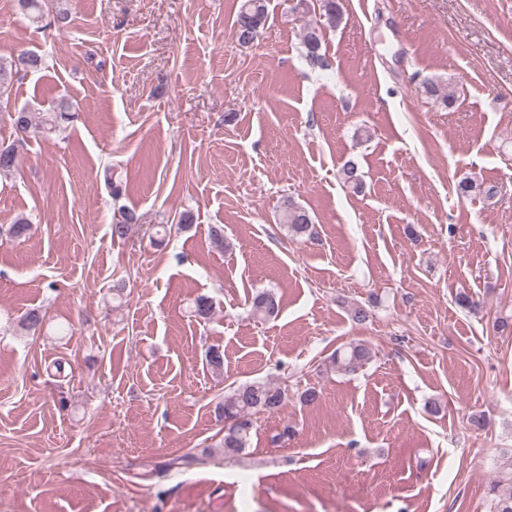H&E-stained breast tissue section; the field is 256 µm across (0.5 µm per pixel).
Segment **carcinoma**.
<instances>
[{
    "mask_svg": "<svg viewBox=\"0 0 512 512\" xmlns=\"http://www.w3.org/2000/svg\"><path fill=\"white\" fill-rule=\"evenodd\" d=\"M341 19L337 0H317L314 18L304 30L302 37L303 55L313 67L327 66L322 53L324 24L334 25ZM267 11L265 0H242L234 19V28L238 42L249 44L256 38L260 28L265 26ZM42 58L34 52H25L9 60L0 57V112L7 111L10 123L20 138L5 144L0 143V173H8L16 166L19 148L25 138L47 135L59 127V123L69 119L68 106L61 103L56 109L42 113L38 118L25 108H13L9 103L8 89L14 75L20 71L38 70ZM343 183L353 193L364 192L365 182L357 165L352 161L344 163L341 169ZM458 191L463 196L473 193L492 195L495 189L483 187L475 180L466 177L458 183ZM284 223L295 236H310L314 233L311 215L294 200L285 198L281 202ZM120 219L112 224V238L127 240L131 223L136 220L133 212L119 210ZM30 222L19 217L6 229L7 237L19 241L27 236ZM213 298L200 295L194 300V313L207 320L213 314ZM279 301L274 293L260 291L251 301V314L266 320L277 314ZM44 315L39 309H30L20 319V325L28 333H36L42 326ZM373 357V351L361 342H352L336 351L331 357V365L344 374H354L362 369ZM288 389L266 381L255 380L234 385L224 392V402L219 409L224 416V436L220 447L224 448V457L239 459L247 454L251 444L253 416L258 413L273 414L288 403ZM500 476L490 484L488 494L491 497V512H512V456L504 458L498 464Z\"/></svg>",
    "mask_w": 512,
    "mask_h": 512,
    "instance_id": "cac0c4a2",
    "label": "carcinoma"
}]
</instances>
